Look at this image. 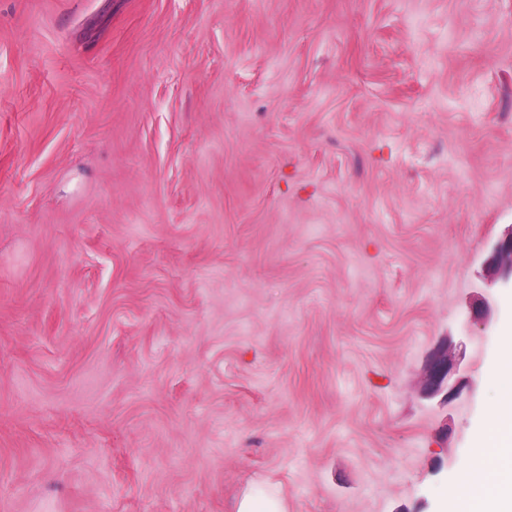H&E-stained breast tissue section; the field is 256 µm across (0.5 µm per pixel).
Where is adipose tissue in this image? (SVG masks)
I'll use <instances>...</instances> for the list:
<instances>
[{
  "label": "adipose tissue",
  "mask_w": 512,
  "mask_h": 512,
  "mask_svg": "<svg viewBox=\"0 0 512 512\" xmlns=\"http://www.w3.org/2000/svg\"><path fill=\"white\" fill-rule=\"evenodd\" d=\"M491 380L495 406L474 438L447 512H512V337Z\"/></svg>",
  "instance_id": "1"
}]
</instances>
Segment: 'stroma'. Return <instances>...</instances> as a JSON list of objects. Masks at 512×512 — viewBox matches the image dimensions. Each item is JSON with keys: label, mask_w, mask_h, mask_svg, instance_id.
<instances>
[{"label": "stroma", "mask_w": 512, "mask_h": 512, "mask_svg": "<svg viewBox=\"0 0 512 512\" xmlns=\"http://www.w3.org/2000/svg\"><path fill=\"white\" fill-rule=\"evenodd\" d=\"M511 231L512 0H0V512H440ZM488 264L502 269L503 277L512 282V231L497 242ZM453 372V363L448 360L446 354H437L430 367L428 385L434 390L438 391L445 383ZM236 512H288V508L274 489L252 486L241 495Z\"/></svg>", "instance_id": "35a3bbf8"}]
</instances>
